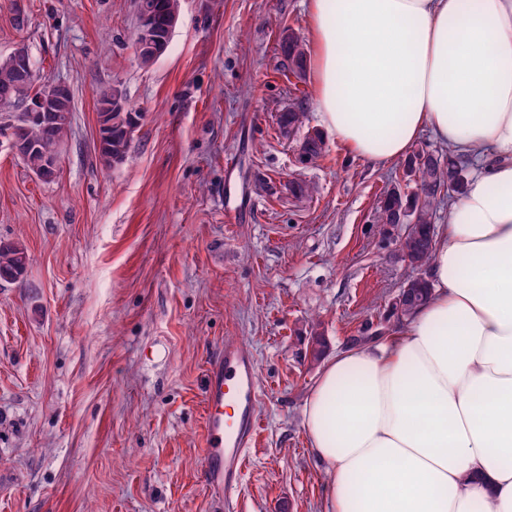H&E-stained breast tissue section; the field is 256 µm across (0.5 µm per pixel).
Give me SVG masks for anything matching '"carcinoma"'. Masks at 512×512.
Returning a JSON list of instances; mask_svg holds the SVG:
<instances>
[{
  "label": "carcinoma",
  "instance_id": "obj_1",
  "mask_svg": "<svg viewBox=\"0 0 512 512\" xmlns=\"http://www.w3.org/2000/svg\"><path fill=\"white\" fill-rule=\"evenodd\" d=\"M153 5L152 22L162 31L171 16L179 14V0H149ZM283 72L297 79L303 78L307 71V51L303 41L293 32L282 38L279 43ZM43 80L35 76L28 79L13 64L10 57L0 58V100L5 97L23 101L40 92ZM304 98H298L295 106L279 114L278 125L282 133L290 136L304 124L306 112ZM137 113L123 106V111L112 113V131L104 139L103 147L112 155V162H121L127 153L128 144L136 128ZM71 122L45 123L33 120L17 122L16 134L22 141H33L38 150L24 156V162L31 172L40 168L43 157L58 153V147L68 138ZM304 141L308 145V159L324 156L325 142L321 133L312 130ZM437 161L432 167H424L411 157L407 163L405 175L419 179L421 186L407 194L395 186L387 190L380 206L376 210L373 223L383 227H395L396 216L405 211L406 220L401 224L403 233L399 237L400 249L409 258V264L415 268L428 267L432 256L431 237H433L434 208L444 196L432 190L431 185L460 193L465 186L466 165L450 152L436 155ZM28 255L24 247L17 243L0 242V282L17 283L27 274ZM415 300L409 307L400 311V317L409 319L425 304L430 293V283L424 276H416L407 281Z\"/></svg>",
  "mask_w": 512,
  "mask_h": 512
}]
</instances>
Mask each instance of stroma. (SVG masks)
Returning <instances> with one entry per match:
<instances>
[{
	"instance_id": "1",
	"label": "stroma",
	"mask_w": 512,
	"mask_h": 512,
	"mask_svg": "<svg viewBox=\"0 0 512 512\" xmlns=\"http://www.w3.org/2000/svg\"><path fill=\"white\" fill-rule=\"evenodd\" d=\"M135 24L134 0H0V57L24 45L73 96L54 181L0 147V241L29 258L23 282L0 283V512H225L203 467L206 368L228 339L262 388L239 512H323L310 328L331 356L399 324L416 271L372 218L391 184H416L331 137L300 162L281 133L300 91L318 125L312 77L280 72L285 31L312 41L306 0H181L149 65ZM114 84L140 119L107 165L97 99Z\"/></svg>"
}]
</instances>
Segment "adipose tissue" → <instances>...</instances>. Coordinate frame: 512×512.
I'll return each instance as SVG.
<instances>
[{
	"label": "adipose tissue",
	"instance_id": "1",
	"mask_svg": "<svg viewBox=\"0 0 512 512\" xmlns=\"http://www.w3.org/2000/svg\"><path fill=\"white\" fill-rule=\"evenodd\" d=\"M318 121L371 165L423 131L481 161L433 230L431 293L336 352L303 422L326 512H512V0H307Z\"/></svg>",
	"mask_w": 512,
	"mask_h": 512
}]
</instances>
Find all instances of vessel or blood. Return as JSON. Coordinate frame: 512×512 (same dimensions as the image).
Returning <instances> with one entry per match:
<instances>
[{"instance_id": "vessel-or-blood-1", "label": "vessel or blood", "mask_w": 512, "mask_h": 512, "mask_svg": "<svg viewBox=\"0 0 512 512\" xmlns=\"http://www.w3.org/2000/svg\"><path fill=\"white\" fill-rule=\"evenodd\" d=\"M261 390L257 365L245 345L225 342L208 368L205 414V478L231 512L247 451L259 429Z\"/></svg>"}]
</instances>
